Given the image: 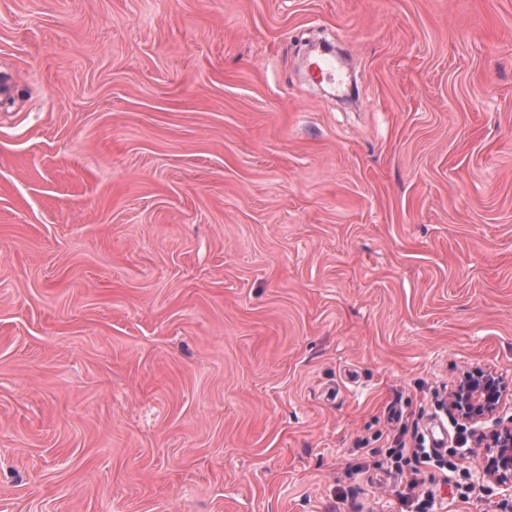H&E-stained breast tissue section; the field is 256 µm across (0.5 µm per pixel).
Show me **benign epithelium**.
<instances>
[{
    "instance_id": "benign-epithelium-1",
    "label": "benign epithelium",
    "mask_w": 512,
    "mask_h": 512,
    "mask_svg": "<svg viewBox=\"0 0 512 512\" xmlns=\"http://www.w3.org/2000/svg\"><path fill=\"white\" fill-rule=\"evenodd\" d=\"M510 391L494 372H471L449 392L448 412L469 426L495 419V429L477 442L482 449L481 473L499 486L512 487V418L506 422L495 418Z\"/></svg>"
}]
</instances>
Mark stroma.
Segmentation results:
<instances>
[{"label":"stroma","instance_id":"35a3bbf8","mask_svg":"<svg viewBox=\"0 0 512 512\" xmlns=\"http://www.w3.org/2000/svg\"><path fill=\"white\" fill-rule=\"evenodd\" d=\"M1 71L0 512H400L512 382V0H0ZM512 390L504 379L494 372H471L448 394V412L457 420L473 426L492 419L500 404ZM386 455L390 460L391 467L400 472L404 473L405 467L408 468L410 474L416 475L419 471L418 465H429L434 462L435 466L442 468H457V465L451 461L440 459L437 452L432 451L430 448H387ZM412 461L415 465L412 466Z\"/></svg>","mask_w":512,"mask_h":512}]
</instances>
